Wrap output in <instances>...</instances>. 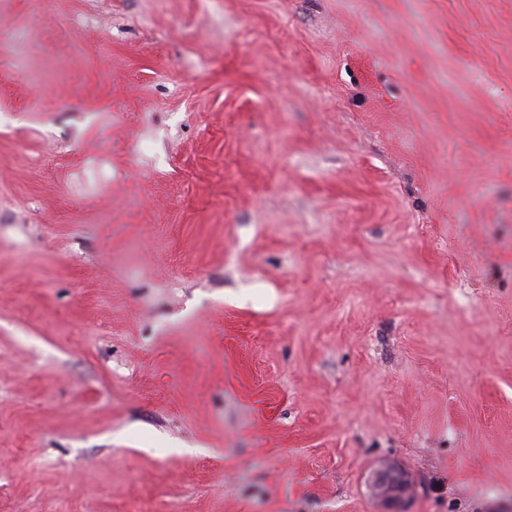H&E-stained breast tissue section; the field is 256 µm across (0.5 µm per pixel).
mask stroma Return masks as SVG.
I'll return each mask as SVG.
<instances>
[{
    "label": "stroma",
    "instance_id": "stroma-1",
    "mask_svg": "<svg viewBox=\"0 0 512 512\" xmlns=\"http://www.w3.org/2000/svg\"><path fill=\"white\" fill-rule=\"evenodd\" d=\"M512 512V0H0V512ZM371 489L383 512L403 511L402 505L413 495L415 485L406 470L388 463L374 473Z\"/></svg>",
    "mask_w": 512,
    "mask_h": 512
}]
</instances>
